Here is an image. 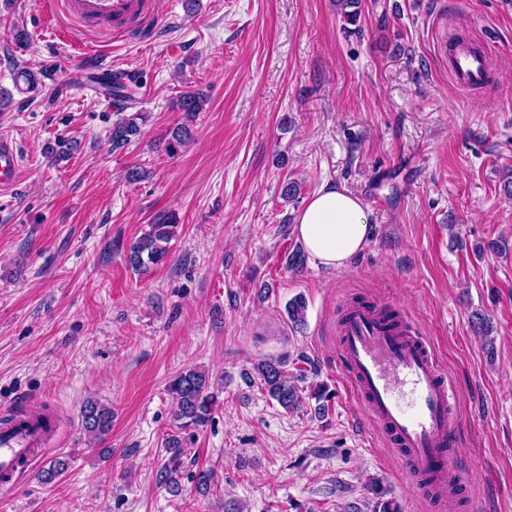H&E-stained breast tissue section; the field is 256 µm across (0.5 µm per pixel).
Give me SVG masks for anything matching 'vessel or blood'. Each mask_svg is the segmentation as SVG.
<instances>
[{"label":"vessel or blood","instance_id":"obj_1","mask_svg":"<svg viewBox=\"0 0 512 512\" xmlns=\"http://www.w3.org/2000/svg\"><path fill=\"white\" fill-rule=\"evenodd\" d=\"M60 8L78 32L104 33L137 41L155 23L152 0H60ZM491 70L489 51L457 55L448 68L461 90L484 82ZM21 163L10 136H0V193L15 185ZM384 305L354 303L340 325L339 366L369 419L393 445L413 491L435 504L438 512H475L462 500L459 473L452 457L461 453L455 392L426 338L406 316L387 324ZM41 431L34 427H0V477L31 462Z\"/></svg>","mask_w":512,"mask_h":512}]
</instances>
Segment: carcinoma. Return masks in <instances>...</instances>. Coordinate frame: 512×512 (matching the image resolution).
<instances>
[{"mask_svg": "<svg viewBox=\"0 0 512 512\" xmlns=\"http://www.w3.org/2000/svg\"><path fill=\"white\" fill-rule=\"evenodd\" d=\"M336 10L347 25L360 27V0H336ZM204 94L198 91H187L180 96V110L192 114L203 109ZM140 113L124 116L112 126V148L117 150L127 145L140 132L137 123ZM188 127L181 126L172 132L167 150L175 154L190 140ZM175 220L163 215L155 223L149 225L148 231L134 239L124 255L125 262L131 270L144 272L151 265L164 262L168 256L170 242L175 237ZM306 302L296 297L288 303V319L294 327H302L306 323ZM286 361L282 358H268L257 362L253 372L245 374L248 381L257 379L266 390L268 396L286 411L294 410L302 405L299 387L285 369ZM168 392L176 403L174 420L179 422V429L206 425L212 418L216 403L215 395L210 392L209 377L196 369H188L176 375L168 385ZM81 424L86 433L101 437L112 428V409L94 399L85 400L80 407ZM185 441L178 435H172L166 441L168 463L158 472V484L170 491L178 486L177 464L181 463L185 452ZM371 490L376 496L374 512H398V505L392 499L384 498V491L377 485Z\"/></svg>", "mask_w": 512, "mask_h": 512, "instance_id": "obj_1", "label": "carcinoma"}]
</instances>
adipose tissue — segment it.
Instances as JSON below:
<instances>
[{"label":"adipose tissue","mask_w":512,"mask_h":512,"mask_svg":"<svg viewBox=\"0 0 512 512\" xmlns=\"http://www.w3.org/2000/svg\"><path fill=\"white\" fill-rule=\"evenodd\" d=\"M295 231L312 262L335 272L346 269L371 236L364 202L333 183L323 184L306 200Z\"/></svg>","instance_id":"ef3b65f1"}]
</instances>
